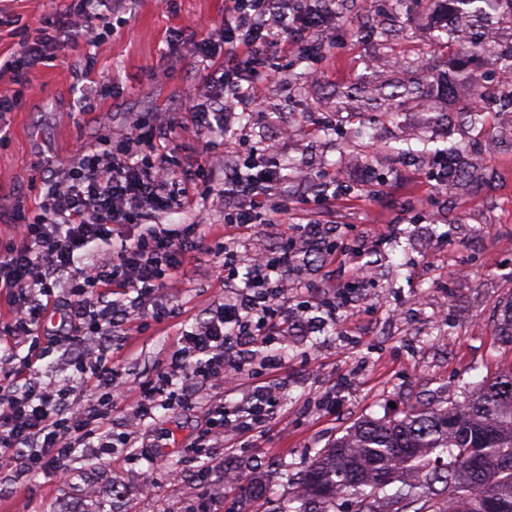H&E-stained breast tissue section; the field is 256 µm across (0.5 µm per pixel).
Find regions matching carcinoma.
Instances as JSON below:
<instances>
[{
    "label": "carcinoma",
    "instance_id": "carcinoma-1",
    "mask_svg": "<svg viewBox=\"0 0 512 512\" xmlns=\"http://www.w3.org/2000/svg\"><path fill=\"white\" fill-rule=\"evenodd\" d=\"M483 15L508 16L512 0H458ZM450 186L466 182L480 159L457 146L438 148ZM245 496L265 485L238 479ZM512 512V371L471 386L461 400L411 405L402 416L365 418L315 453L295 482L287 512Z\"/></svg>",
    "mask_w": 512,
    "mask_h": 512
}]
</instances>
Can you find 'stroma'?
<instances>
[{
	"instance_id": "1",
	"label": "stroma",
	"mask_w": 512,
	"mask_h": 512,
	"mask_svg": "<svg viewBox=\"0 0 512 512\" xmlns=\"http://www.w3.org/2000/svg\"><path fill=\"white\" fill-rule=\"evenodd\" d=\"M70 0H0V99L12 102L0 133V245L21 218L32 217L47 182L82 150L118 137L133 117L184 112L199 102L206 72L194 42L169 46L173 31L208 22L224 25V0H125L106 14L103 45L81 32L56 60L28 69L15 85L3 64L17 54L20 32L64 10ZM431 0H357L324 32L293 51H273L274 81L257 86L256 106L232 114L214 154L264 165L292 163L309 179L281 178L262 212L265 223L234 238L240 257L277 251L290 228L273 207L286 203L320 225V244L287 273L289 295L309 301L290 335L257 347L244 385L257 382L262 356L281 353L279 400L263 426L242 441L195 454L216 390L200 393L195 410L157 409L131 440L101 459L75 460L74 477L59 482L38 472L16 480L0 464V512H271L286 503L291 476L354 422L392 416L411 403L462 398L466 384L512 371V336L499 313L512 301V125L501 108L491 62L465 53L475 25L458 29L451 47L431 46L437 29ZM486 76L494 98L483 125L460 114L473 88L466 72ZM406 85L416 101L374 96L379 86ZM438 106L425 122L418 99ZM436 146L492 139L480 178L460 189L437 185L435 156H398L399 140ZM340 291L328 314L321 303ZM224 295V259L196 253L178 288L153 303L171 318L138 312L129 334L115 332L108 350L123 378L144 381L166 366L184 329L206 318ZM155 467L144 488L141 469ZM267 486V503L251 501L224 482L225 469Z\"/></svg>"
}]
</instances>
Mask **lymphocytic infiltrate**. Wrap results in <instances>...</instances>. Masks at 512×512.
Segmentation results:
<instances>
[{
    "instance_id": "lymphocytic-infiltrate-1",
    "label": "lymphocytic infiltrate",
    "mask_w": 512,
    "mask_h": 512,
    "mask_svg": "<svg viewBox=\"0 0 512 512\" xmlns=\"http://www.w3.org/2000/svg\"><path fill=\"white\" fill-rule=\"evenodd\" d=\"M101 5V0H71L65 11L24 32L19 53L5 63L14 82L26 85L28 65L63 49L73 33L96 30ZM335 16L334 0H226L224 60L209 74L217 93L184 116L157 112L148 123L131 120L117 149L79 154L59 180L49 183L33 220L17 225L0 252V288L13 298L10 319L0 327L10 338L0 348V460L13 462L18 476L47 470L67 476L78 453L99 456L128 447L133 430L157 408L192 409L202 390L235 380L249 363L245 345H262L292 331L280 301L288 294L283 271L298 256L295 239L285 237L277 252L254 255L242 275L236 252L225 250L230 294L208 319L182 331L166 371L139 383L123 425L114 426L111 416L123 394L112 378L106 343L125 325L128 309L143 308L155 293L178 286L180 270L197 248V224L167 228L155 223V216L190 208L220 182L258 198L280 179L274 168L257 170L233 161L201 163L194 178L180 180L165 142L190 124L201 134L224 128L229 112L255 105L256 86L268 75V52L324 31ZM137 221L140 232L123 237L124 227ZM116 237L119 250L78 265V252ZM67 276L83 285L62 300L53 288ZM61 306L66 317L59 328L44 340L34 339L38 320ZM54 348L78 350L81 379L108 389V400L77 401L72 385L38 381L34 366ZM277 401L274 388L258 384L234 405L212 403L200 441L246 437L266 422Z\"/></svg>"
}]
</instances>
